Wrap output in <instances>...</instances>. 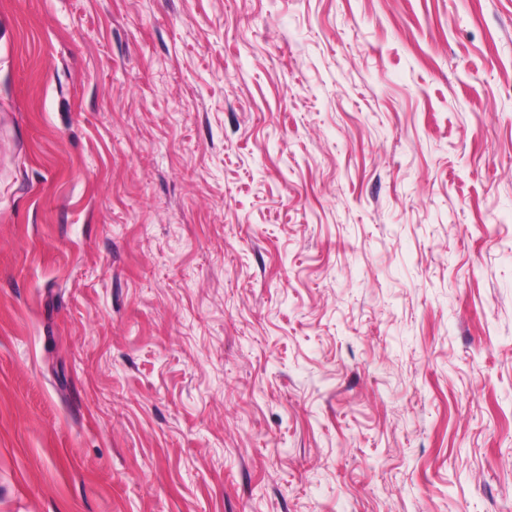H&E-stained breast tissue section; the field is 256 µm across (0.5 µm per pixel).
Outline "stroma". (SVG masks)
Here are the masks:
<instances>
[{
  "label": "stroma",
  "mask_w": 512,
  "mask_h": 512,
  "mask_svg": "<svg viewBox=\"0 0 512 512\" xmlns=\"http://www.w3.org/2000/svg\"><path fill=\"white\" fill-rule=\"evenodd\" d=\"M0 512H512V0H0Z\"/></svg>",
  "instance_id": "1"
}]
</instances>
